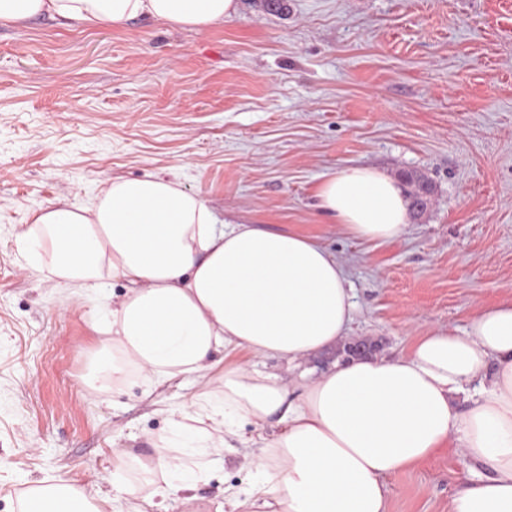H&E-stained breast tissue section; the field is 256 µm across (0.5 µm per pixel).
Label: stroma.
Returning <instances> with one entry per match:
<instances>
[{
  "label": "stroma",
  "instance_id": "35a3bbf8",
  "mask_svg": "<svg viewBox=\"0 0 512 512\" xmlns=\"http://www.w3.org/2000/svg\"><path fill=\"white\" fill-rule=\"evenodd\" d=\"M366 165L432 185L402 236L372 243L323 217L324 174ZM155 173L222 221L292 228L345 267L348 342L395 356L416 337L465 331L512 297V0H239L188 30L0 24V512L61 476L106 512L112 459L152 454L167 427L137 380L101 396L100 306L123 282L75 297L30 276L15 238L40 207L85 202L115 175ZM244 461L168 512H216ZM470 462L457 442L387 480L388 512H450Z\"/></svg>",
  "mask_w": 512,
  "mask_h": 512
}]
</instances>
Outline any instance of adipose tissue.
I'll list each match as a JSON object with an SVG mask.
<instances>
[{"instance_id":"1","label":"adipose tissue","mask_w":512,"mask_h":512,"mask_svg":"<svg viewBox=\"0 0 512 512\" xmlns=\"http://www.w3.org/2000/svg\"><path fill=\"white\" fill-rule=\"evenodd\" d=\"M237 9L238 0H0V21L119 29L145 15L204 28ZM316 197L323 216L364 241H393L408 225V199L373 167L325 175ZM16 244L31 275L75 294L128 282L106 309L101 348L112 359L92 378L97 392L133 375L148 396L182 375L206 385L169 405L154 455L138 460L149 494L113 478L116 495L138 497L134 512L196 490L239 448L246 475L225 487L224 512H388L387 477L454 437L487 472L462 484L451 512H512V298L482 308L464 332L290 382L260 362L296 368L346 339L355 316L343 265L315 238L219 223L198 194L148 173L102 182L88 204L40 207ZM28 492V512H103L62 478Z\"/></svg>"}]
</instances>
